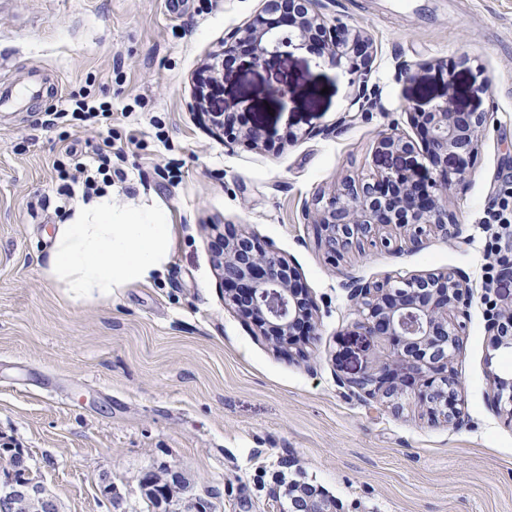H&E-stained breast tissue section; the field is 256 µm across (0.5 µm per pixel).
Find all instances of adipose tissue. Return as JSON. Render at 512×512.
<instances>
[{
	"instance_id": "ef3b65f1",
	"label": "adipose tissue",
	"mask_w": 512,
	"mask_h": 512,
	"mask_svg": "<svg viewBox=\"0 0 512 512\" xmlns=\"http://www.w3.org/2000/svg\"><path fill=\"white\" fill-rule=\"evenodd\" d=\"M172 243L161 209L119 211L107 192L72 206L56 229L45 272L73 300L108 299L163 272Z\"/></svg>"
}]
</instances>
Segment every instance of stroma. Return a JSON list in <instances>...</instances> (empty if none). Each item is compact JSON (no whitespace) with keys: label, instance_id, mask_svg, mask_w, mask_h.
Wrapping results in <instances>:
<instances>
[{"label":"stroma","instance_id":"35a3bbf8","mask_svg":"<svg viewBox=\"0 0 512 512\" xmlns=\"http://www.w3.org/2000/svg\"><path fill=\"white\" fill-rule=\"evenodd\" d=\"M327 21L373 39L375 103L346 120L360 77L315 49L240 57L213 89L265 132L254 148L211 128L197 76L263 0H0V84L40 72L51 92L0 112V483L11 449L60 512H153L145 474L177 471L180 512H288L307 483L336 512H512V424L488 404L512 352L493 349L489 304L512 307V279L485 287L482 219L512 186V0H322ZM284 84L287 96L275 94ZM112 104V124L46 127L71 92ZM453 99L486 115L467 181L448 193L461 241L366 247L332 259L313 226L318 198L347 177L397 163L428 182L423 151L392 158L381 134L415 136L406 105ZM112 141V205L163 209L174 244L162 274L109 299L73 301L45 272L66 146ZM257 236L294 265L314 303L304 356L273 349L224 298L210 241ZM454 269L473 290L450 364L459 423L430 421L413 395L399 409L339 383L391 358L385 336L350 332L352 281ZM108 473L111 495L98 476Z\"/></svg>","mask_w":512,"mask_h":512}]
</instances>
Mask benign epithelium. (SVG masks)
I'll list each match as a JSON object with an SVG mask.
<instances>
[{"label":"benign epithelium","mask_w":512,"mask_h":512,"mask_svg":"<svg viewBox=\"0 0 512 512\" xmlns=\"http://www.w3.org/2000/svg\"><path fill=\"white\" fill-rule=\"evenodd\" d=\"M320 0H264L262 12L243 28L224 37V59L238 58L246 51L253 61L288 54V49L318 45L333 63L347 60L362 72L350 107L363 112L371 100L368 90L372 39L360 30L330 25L318 11ZM422 135L423 149L439 179L420 183L403 168H390L369 177L346 178L317 210L314 226L318 243L328 254L340 258L366 243L390 245L398 236L409 250H418L428 231L445 240H458L461 225L448 212V189L466 180L467 169L478 150L483 112H459L451 98L430 110L410 113ZM224 136L252 146L266 144L255 129L234 130V113L224 108V120L216 121ZM415 144L401 134L380 138L377 150L407 154ZM455 161L448 167V158ZM211 248L222 271L225 292L239 315L257 326L277 348L294 345L302 327L314 335L313 305L307 289L297 284L296 267L266 252L253 235H219ZM349 301L357 319L354 331L364 336H390L394 341L391 360L340 384L368 398L393 404L406 388H413L421 406L434 419H461L462 390L448 375V365L460 350V336L470 318L471 288L457 270L424 276L350 284ZM486 325L496 348L512 351V310L490 306ZM490 407L512 423V377L494 380ZM23 452L8 458V477L0 484V512H22L39 502L41 512H54L55 502L44 485L31 477ZM289 512H331L328 501L314 498L304 489L289 497Z\"/></svg>","instance_id":"obj_1"}]
</instances>
